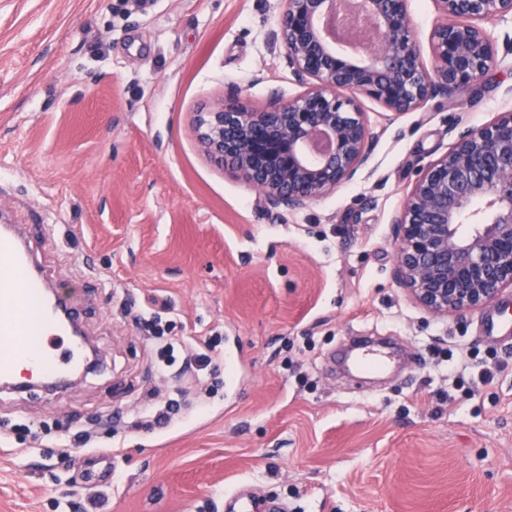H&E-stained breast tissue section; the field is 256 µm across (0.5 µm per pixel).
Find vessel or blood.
<instances>
[{
  "label": "vessel or blood",
  "mask_w": 512,
  "mask_h": 512,
  "mask_svg": "<svg viewBox=\"0 0 512 512\" xmlns=\"http://www.w3.org/2000/svg\"><path fill=\"white\" fill-rule=\"evenodd\" d=\"M44 286L30 244L0 230V376L16 378L21 388L41 374L65 386L66 372L82 363V347L58 323Z\"/></svg>",
  "instance_id": "b4317fda"
}]
</instances>
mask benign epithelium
I'll use <instances>...</instances> for the list:
<instances>
[{"instance_id": "obj_1", "label": "benign epithelium", "mask_w": 512, "mask_h": 512, "mask_svg": "<svg viewBox=\"0 0 512 512\" xmlns=\"http://www.w3.org/2000/svg\"><path fill=\"white\" fill-rule=\"evenodd\" d=\"M423 62L407 0H284L268 34L303 91L248 109L231 91L195 114L204 155L259 193L268 212L306 208L353 181L372 136L359 97L393 120L437 96L478 89L498 50L484 24L512 0H435ZM393 219V275L426 312L462 318L512 291V109L449 128Z\"/></svg>"}]
</instances>
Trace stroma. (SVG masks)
<instances>
[{
  "mask_svg": "<svg viewBox=\"0 0 512 512\" xmlns=\"http://www.w3.org/2000/svg\"><path fill=\"white\" fill-rule=\"evenodd\" d=\"M281 7L0 0V209L102 356L68 390L0 391V512H228L242 487L287 512H512V295L431 316L394 280L392 237L450 126L512 109V55L392 121L362 98L363 174L269 213L192 118L231 87L256 109L300 93L267 43ZM172 335L216 340L223 364L165 362ZM360 336L393 340L389 373L338 371ZM183 386L200 402L153 426L143 407Z\"/></svg>",
  "mask_w": 512,
  "mask_h": 512,
  "instance_id": "stroma-1",
  "label": "stroma"
}]
</instances>
